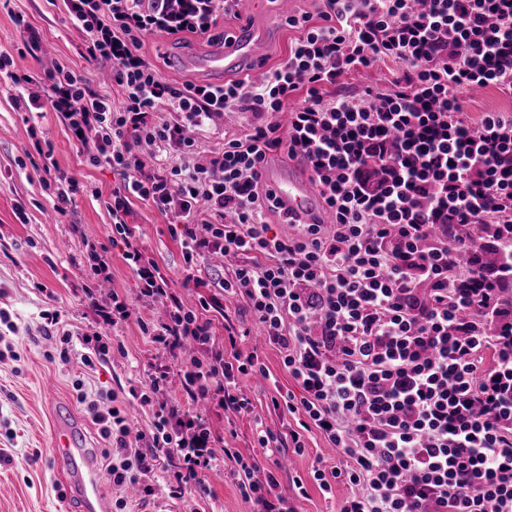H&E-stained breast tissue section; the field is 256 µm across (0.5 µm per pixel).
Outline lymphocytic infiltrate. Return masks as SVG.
<instances>
[{
  "instance_id": "f902f5d3",
  "label": "lymphocytic infiltrate",
  "mask_w": 512,
  "mask_h": 512,
  "mask_svg": "<svg viewBox=\"0 0 512 512\" xmlns=\"http://www.w3.org/2000/svg\"><path fill=\"white\" fill-rule=\"evenodd\" d=\"M237 2L65 0L88 55L111 61L116 95L60 65L44 93L12 99L27 112L51 107L91 164L120 172L104 206L142 296H166L169 282L127 222L132 199L175 215L169 233L186 265L244 258L213 280L215 294L172 299L166 322H141L171 355L189 343L199 354L180 363L186 404L164 370L132 389L155 418L139 447L111 393L75 380L77 402L112 442V484H139L172 458L171 496L205 491L214 437L193 403L250 412L239 381L266 371L257 354L228 358L217 345L208 313L225 295L244 301L300 388L281 397L300 417L295 449L316 428L342 458L313 471L322 491L350 487L338 512H512V310L500 300L512 285V114L470 123L459 96L512 95V0H320L318 18L288 16L297 36L260 80L218 87L174 84L144 55L147 35H207ZM386 60L402 68L391 86L330 95L343 75ZM226 111L256 121L208 163H189L207 119ZM274 152L305 161L333 223L273 233L266 216L280 208L258 170ZM478 225L499 249L497 269L450 267L449 250L469 247L459 228ZM224 454L255 512H297L275 470Z\"/></svg>"
}]
</instances>
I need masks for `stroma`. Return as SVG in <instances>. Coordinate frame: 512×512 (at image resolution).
<instances>
[{
  "label": "stroma",
  "instance_id": "stroma-1",
  "mask_svg": "<svg viewBox=\"0 0 512 512\" xmlns=\"http://www.w3.org/2000/svg\"><path fill=\"white\" fill-rule=\"evenodd\" d=\"M274 0H241L239 14L220 20L210 37L185 35L169 40V52H162L158 36L145 39L144 51L161 74L175 83L197 81L188 68L176 67L173 49L205 51L212 38L223 36L239 21L265 24L273 15ZM29 25L41 36V49L28 53L20 34L21 25ZM0 51L9 53L16 73L27 75L32 89L43 86L46 75L56 65L70 66L89 81L93 90L112 89L107 75L110 62L90 58L85 39L76 29L63 0H0ZM15 89L10 81L0 82V307L7 309L16 326L8 339L19 360H0V512H71L54 478L52 463V424L56 406H64L78 425L87 447L93 448V463L105 471L102 454L108 440L85 408L77 404L72 384L83 380L89 392H109L118 402L128 405L132 433L151 429L153 410L140 405L129 394L130 387L142 386L157 368L168 371V384L174 398H182V377L168 351L159 349L142 333L136 318L144 316L154 323L165 322L172 299L193 303L200 289L187 281L185 261L179 244L168 233L171 214L153 205L135 200L128 218L146 255L152 258L170 280V297L141 296L135 277L122 257L120 247L112 243V217L103 205L119 186L121 177L110 166L90 165L79 145L52 109H44L37 118L14 109L11 97ZM253 122L251 114L235 112L216 119L214 126L201 135L197 162L204 163L211 151L221 147L225 136L244 132ZM53 147L52 159L59 172L76 179L79 190L65 213H57L53 200L43 189L46 177L44 159L36 142ZM105 246L111 259L107 290H98L91 271L93 247ZM124 297L134 309L135 318L114 327L101 326L95 320L94 306H111L113 296ZM57 309L61 321L73 337L96 332L108 336L112 347L104 360L94 367L83 365L79 355L68 363L52 362L45 354L56 345L55 337L41 328L40 313ZM215 340L221 346H234L242 354L257 353L269 372L268 378L248 377L242 393L253 409L238 414L217 405L206 407L204 414L218 443L212 467L205 473L207 490L191 492L180 498L169 495L164 466H157L145 482L153 495H125L123 490L104 482L109 500L125 499L123 512H252L230 477L233 461L224 451L238 449L265 467L277 459L265 456L254 441L256 423L289 438L298 422L288 412L274 408L272 400L280 392H297L298 386L282 365L279 349L268 345L243 302L227 298L221 308L210 310ZM305 447L295 451L285 446L279 466L281 494L293 501L298 512H336L350 489L333 483L331 492H323L313 483L315 468H330L341 459L329 447L318 430L303 437ZM302 479L306 495H299L294 484Z\"/></svg>",
  "mask_w": 512,
  "mask_h": 512
}]
</instances>
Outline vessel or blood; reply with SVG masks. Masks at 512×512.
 Here are the masks:
<instances>
[{
	"instance_id": "b4317fda",
	"label": "vessel or blood",
	"mask_w": 512,
	"mask_h": 512,
	"mask_svg": "<svg viewBox=\"0 0 512 512\" xmlns=\"http://www.w3.org/2000/svg\"><path fill=\"white\" fill-rule=\"evenodd\" d=\"M278 32L279 22L275 19L260 30L244 25L225 33L205 53L181 57L180 63L194 68L209 84L219 85L229 75L261 71L267 50ZM259 180L274 192L290 214L307 220L315 218L325 224L331 222L332 217L303 162L294 161L286 167L265 162L259 170ZM53 440L55 473L66 483L68 495L77 501L79 512H111L110 502L101 490L100 476L92 463L93 453L66 413L55 416Z\"/></svg>"
}]
</instances>
